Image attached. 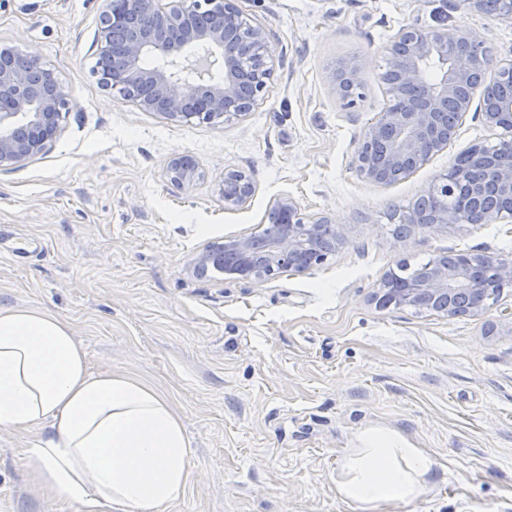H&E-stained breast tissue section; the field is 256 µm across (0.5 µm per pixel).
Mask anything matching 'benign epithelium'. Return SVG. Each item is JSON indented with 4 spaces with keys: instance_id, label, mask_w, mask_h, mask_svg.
<instances>
[{
    "instance_id": "1",
    "label": "benign epithelium",
    "mask_w": 512,
    "mask_h": 512,
    "mask_svg": "<svg viewBox=\"0 0 512 512\" xmlns=\"http://www.w3.org/2000/svg\"><path fill=\"white\" fill-rule=\"evenodd\" d=\"M105 0L98 84L116 100H133L175 123H209L239 114L235 102L258 97L271 78V36L237 8L235 0ZM453 9L512 23V0H453ZM391 105L379 113L358 144L353 167L372 183L390 184L426 165L456 138L469 112L498 131L495 143L459 155L419 200L398 214L402 224H512V61L493 57L485 39L466 27H401L385 47ZM20 66L0 50V167L20 166L56 138L67 110L68 89L54 72ZM214 69L224 82L208 84ZM328 82L343 107L363 97L366 77L354 62H338ZM181 189L200 176L181 158L167 167ZM249 173L228 168L218 194L240 207L255 194ZM262 236L227 238L207 247L196 272L224 273L265 282L284 272L323 264L345 243L343 226L328 213L308 214L291 196L275 199ZM512 288V260L468 252L438 255L412 277L391 272L373 300L382 307L411 306L448 316L485 313Z\"/></svg>"
}]
</instances>
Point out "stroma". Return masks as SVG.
I'll return each mask as SVG.
<instances>
[{
	"instance_id": "obj_1",
	"label": "stroma",
	"mask_w": 512,
	"mask_h": 512,
	"mask_svg": "<svg viewBox=\"0 0 512 512\" xmlns=\"http://www.w3.org/2000/svg\"><path fill=\"white\" fill-rule=\"evenodd\" d=\"M273 38L272 76L246 115L176 124L113 99L92 71L103 0H0V47L38 55L71 95L60 133L36 157L0 169V305L65 318L92 372L137 377L177 411L190 475L169 512H353L338 465L361 432L385 428L431 454L433 490L380 512H512V288L479 316L377 307L401 263L448 252L512 258L501 224L410 226L413 203L452 160L495 131L465 117L457 137L398 182L365 181L358 143L390 95L384 47L404 24L464 26L500 59L512 25L449 9L448 0H236ZM359 61L367 75L344 109L326 72ZM187 155L202 172L181 190L166 177ZM251 173L256 193L228 209L224 171ZM343 224L346 242L303 273L264 283L192 262L207 245L261 232L273 200ZM49 425L0 430V512H85L34 484L24 467Z\"/></svg>"
}]
</instances>
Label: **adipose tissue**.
Returning <instances> with one entry per match:
<instances>
[{
    "instance_id": "obj_1",
    "label": "adipose tissue",
    "mask_w": 512,
    "mask_h": 512,
    "mask_svg": "<svg viewBox=\"0 0 512 512\" xmlns=\"http://www.w3.org/2000/svg\"><path fill=\"white\" fill-rule=\"evenodd\" d=\"M50 424L24 465L41 487L88 512H166L190 475L189 445L169 401L141 380L91 372L69 322L0 305V430ZM435 462L380 430L365 431L336 474L339 499L377 512L428 491Z\"/></svg>"
}]
</instances>
